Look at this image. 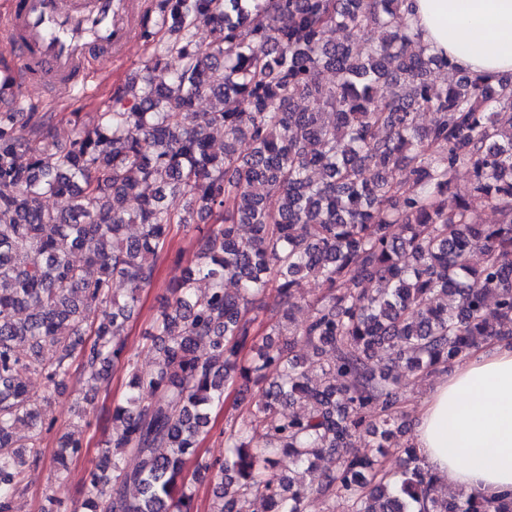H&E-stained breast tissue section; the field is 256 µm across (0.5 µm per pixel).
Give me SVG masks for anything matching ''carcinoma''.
<instances>
[{"mask_svg":"<svg viewBox=\"0 0 512 512\" xmlns=\"http://www.w3.org/2000/svg\"><path fill=\"white\" fill-rule=\"evenodd\" d=\"M404 2L147 0L143 68L84 115L39 111L0 60V103L20 108L0 112V512H12L52 429L23 376L56 387L77 360L89 393L111 370L127 379L80 512H195L187 490L202 476L209 512H250L256 499L304 512L312 495L332 510L340 496L348 512H512L511 494L442 493L410 446L399 469L383 461L406 427L397 368L431 377L512 339V74L435 85L429 74L448 59L417 45ZM332 28L342 38L329 43ZM379 81L390 96L374 95ZM62 123L74 127L66 141L54 134ZM461 168L470 183L450 206ZM473 193L496 223L478 220ZM46 195L70 207L47 209ZM192 208L208 228L177 253L185 274L152 318L155 365L143 373L129 323ZM305 278L321 287L310 300ZM300 338L306 361L291 348ZM250 385L257 396L227 419L224 461L203 459L212 409ZM82 448L59 437L57 486ZM326 456L336 466L322 468Z\"/></svg>","mask_w":512,"mask_h":512,"instance_id":"obj_1","label":"carcinoma"}]
</instances>
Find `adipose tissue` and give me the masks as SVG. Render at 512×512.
<instances>
[{"mask_svg": "<svg viewBox=\"0 0 512 512\" xmlns=\"http://www.w3.org/2000/svg\"><path fill=\"white\" fill-rule=\"evenodd\" d=\"M424 45L489 81L512 73V0H405ZM413 445L442 484L494 500L512 493V343L473 350L418 409Z\"/></svg>", "mask_w": 512, "mask_h": 512, "instance_id": "1", "label": "adipose tissue"}]
</instances>
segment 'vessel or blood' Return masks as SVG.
Here are the masks:
<instances>
[{
	"label": "vessel or blood",
	"mask_w": 512,
	"mask_h": 512,
	"mask_svg": "<svg viewBox=\"0 0 512 512\" xmlns=\"http://www.w3.org/2000/svg\"><path fill=\"white\" fill-rule=\"evenodd\" d=\"M132 0H11L0 41L12 50L26 87H88L92 52L130 36Z\"/></svg>",
	"instance_id": "obj_1"
}]
</instances>
